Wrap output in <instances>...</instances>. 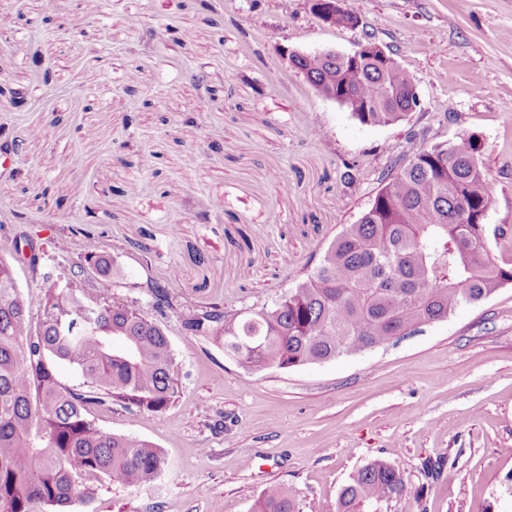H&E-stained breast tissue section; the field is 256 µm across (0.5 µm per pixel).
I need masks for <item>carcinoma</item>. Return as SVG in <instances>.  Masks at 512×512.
<instances>
[{"mask_svg":"<svg viewBox=\"0 0 512 512\" xmlns=\"http://www.w3.org/2000/svg\"><path fill=\"white\" fill-rule=\"evenodd\" d=\"M297 65L322 94L334 87L368 112L347 110L361 124L403 120L412 84L398 64L301 58ZM479 138L413 143L394 161L358 220L329 244L317 267L277 300L244 320L210 303L182 316L185 330L210 337L241 366L289 370L357 354L394 336L448 318L512 282V266L489 254L486 211L492 181L483 171ZM85 262L117 284L123 271L108 254ZM40 313L33 315L11 260L0 256V512H66L85 495L86 477L131 487L165 467L151 443L109 433L91 418L95 407L135 415L160 413L181 383L167 333L149 313L112 289L84 288L42 273ZM154 309L172 306L166 288L148 285ZM80 373L85 389L62 384L57 365ZM407 489L403 472L382 460L363 466L340 493L336 512H366ZM254 512H297L292 491L268 487Z\"/></svg>","mask_w":512,"mask_h":512,"instance_id":"carcinoma-1","label":"carcinoma"}]
</instances>
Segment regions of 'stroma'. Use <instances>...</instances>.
<instances>
[{"label":"stroma","instance_id":"1","mask_svg":"<svg viewBox=\"0 0 512 512\" xmlns=\"http://www.w3.org/2000/svg\"><path fill=\"white\" fill-rule=\"evenodd\" d=\"M343 5L359 28L323 23L309 0H0V136L19 145L0 156V253L22 237L48 251L79 227L63 265L108 253L124 301L145 305L156 281L173 303L150 317L178 363L177 401L147 418L92 413L168 465L145 487L90 481L70 512H253L272 485L299 512H336L375 459L407 483L384 512H512V283L413 335L290 371L243 368L181 325L213 300L243 317L272 306L416 134L480 138L490 255L512 264V0ZM367 37L420 99L391 126L361 124L284 56Z\"/></svg>","mask_w":512,"mask_h":512}]
</instances>
